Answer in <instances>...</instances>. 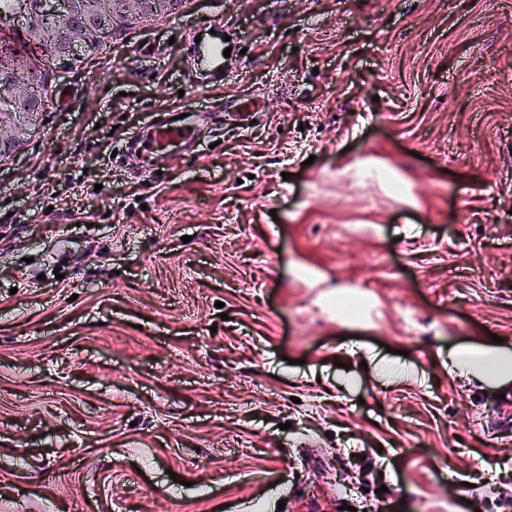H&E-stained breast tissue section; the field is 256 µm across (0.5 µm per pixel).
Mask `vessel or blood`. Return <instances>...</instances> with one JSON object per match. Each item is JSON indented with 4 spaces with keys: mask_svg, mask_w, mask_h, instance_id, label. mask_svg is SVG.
<instances>
[{
    "mask_svg": "<svg viewBox=\"0 0 512 512\" xmlns=\"http://www.w3.org/2000/svg\"><path fill=\"white\" fill-rule=\"evenodd\" d=\"M222 24L202 30L201 41L194 47L196 59L208 77L223 81L222 68L226 62L223 55L227 47L222 34ZM203 110L176 107L163 113H151L141 135L127 141L123 153L140 162L149 161L161 149L176 145L186 156H193L199 146V134Z\"/></svg>",
    "mask_w": 512,
    "mask_h": 512,
    "instance_id": "obj_1",
    "label": "vessel or blood"
}]
</instances>
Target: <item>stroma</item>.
I'll list each match as a JSON object with an SVG mask.
<instances>
[{"label":"stroma","mask_w":512,"mask_h":512,"mask_svg":"<svg viewBox=\"0 0 512 512\" xmlns=\"http://www.w3.org/2000/svg\"><path fill=\"white\" fill-rule=\"evenodd\" d=\"M44 85L0 159V512H512V377L448 361L512 350V0H178ZM198 85L260 111L131 176ZM210 30L216 32V35L210 34ZM201 34V41L196 44L195 38ZM224 25L220 23L211 24L204 30L193 32V45L196 59L203 70L206 71L208 77L213 81H224L225 62L223 51L229 47L228 43L223 40ZM222 67V70H219ZM448 360L457 372L489 382L512 373V355L493 345H464L451 352Z\"/></svg>","instance_id":"1"}]
</instances>
